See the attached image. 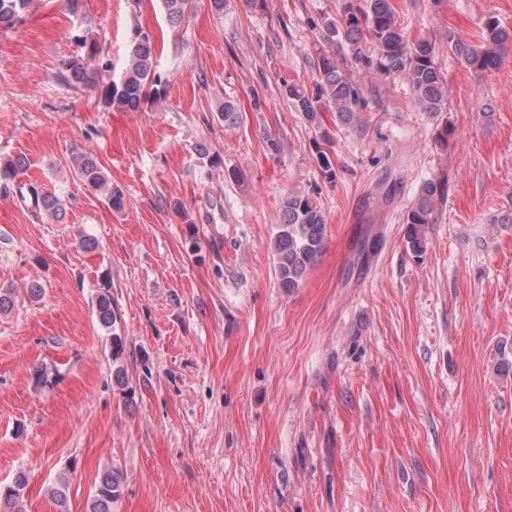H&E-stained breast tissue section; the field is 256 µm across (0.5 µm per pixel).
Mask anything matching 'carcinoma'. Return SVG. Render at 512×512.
<instances>
[{"instance_id": "carcinoma-1", "label": "carcinoma", "mask_w": 512, "mask_h": 512, "mask_svg": "<svg viewBox=\"0 0 512 512\" xmlns=\"http://www.w3.org/2000/svg\"><path fill=\"white\" fill-rule=\"evenodd\" d=\"M337 15H320L311 20L319 35V49L313 60V81L309 87L283 84L285 95L295 111L309 123H315L324 109L336 113L342 123L362 122V114L378 110L382 103L367 96L366 80L400 78L409 87L416 108L436 114L445 108L447 80L435 59L440 45L428 36L410 34L399 21L397 7L391 0H338ZM31 0H0V28H9L22 20ZM171 23L184 19L192 0H162ZM483 44L477 48L448 36V48L465 62L480 69L497 64L500 50L512 43V33L490 17L484 22ZM86 56L69 57L61 62L59 78L69 86L99 87L104 107L136 109L141 102L159 100L166 91V81L157 70L155 44L146 34H139L130 44L125 68L120 78L98 81L90 71L88 60L100 53L97 43L81 40ZM224 122L234 125L242 120L243 109L233 100L217 108ZM24 162L0 163V192H14L52 218L62 210L60 199L32 184H13ZM68 171L72 178L94 190L102 191L114 209L123 207V195L108 184L102 168L85 154L71 156ZM445 186L440 180L425 182L418 198L407 210V243L416 256L424 252L421 229L434 223L436 200L443 197ZM326 217L310 195L294 192L284 198L281 221L275 239L274 266L284 288L299 287L302 277L322 253ZM95 317L107 333L112 376L120 390H125V340L120 333L121 316L110 293L101 292L95 301ZM28 476L18 470L8 482H0V512H26L25 491ZM69 480L61 474L49 494L59 512H69ZM124 493V476L112 465L98 474L89 495V512H113Z\"/></svg>"}]
</instances>
